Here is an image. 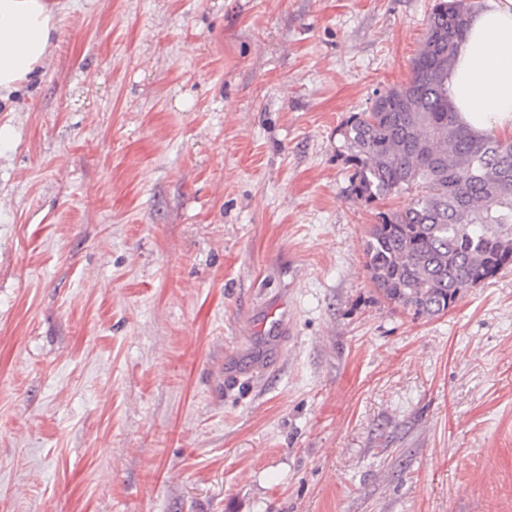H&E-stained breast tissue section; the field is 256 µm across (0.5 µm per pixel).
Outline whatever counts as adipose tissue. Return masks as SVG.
<instances>
[{"label": "adipose tissue", "mask_w": 512, "mask_h": 512, "mask_svg": "<svg viewBox=\"0 0 512 512\" xmlns=\"http://www.w3.org/2000/svg\"><path fill=\"white\" fill-rule=\"evenodd\" d=\"M53 0H0V99L41 65L57 30ZM448 100L479 135L512 130V0H480L448 72Z\"/></svg>", "instance_id": "ef3b65f1"}]
</instances>
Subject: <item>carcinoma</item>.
Here are the masks:
<instances>
[{"instance_id":"1","label":"carcinoma","mask_w":512,"mask_h":512,"mask_svg":"<svg viewBox=\"0 0 512 512\" xmlns=\"http://www.w3.org/2000/svg\"><path fill=\"white\" fill-rule=\"evenodd\" d=\"M473 9L434 0L407 81L338 129L354 202L411 196L409 207L378 213L364 256L377 293L416 316L444 314L512 265V138L470 132L448 101V69Z\"/></svg>"}]
</instances>
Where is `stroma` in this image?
I'll return each mask as SVG.
<instances>
[{
	"label": "stroma",
	"mask_w": 512,
	"mask_h": 512,
	"mask_svg": "<svg viewBox=\"0 0 512 512\" xmlns=\"http://www.w3.org/2000/svg\"><path fill=\"white\" fill-rule=\"evenodd\" d=\"M64 2L0 103V512H512V267L389 304L409 199L353 202L337 133L433 0ZM287 322L288 310L284 306L277 305L265 309L256 323L260 335L257 339L261 352L256 367L260 372L274 369L273 360L279 359L288 341Z\"/></svg>",
	"instance_id": "obj_1"
}]
</instances>
